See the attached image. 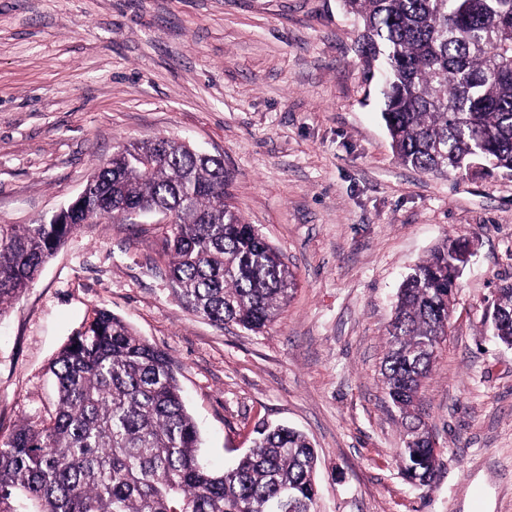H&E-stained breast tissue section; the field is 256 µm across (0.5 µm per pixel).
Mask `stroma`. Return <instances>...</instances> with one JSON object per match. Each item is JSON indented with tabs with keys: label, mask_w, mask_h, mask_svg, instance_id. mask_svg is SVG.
<instances>
[{
	"label": "stroma",
	"mask_w": 512,
	"mask_h": 512,
	"mask_svg": "<svg viewBox=\"0 0 512 512\" xmlns=\"http://www.w3.org/2000/svg\"><path fill=\"white\" fill-rule=\"evenodd\" d=\"M358 32L340 0H0V224L50 218L125 141L186 139L297 283L264 330L219 328L177 301L167 225H81L0 315V434L53 410L52 360L105 308L171 358L215 469L281 423L317 451V512H512V348L486 320L512 176L401 164ZM448 236L475 254L420 392L439 468L418 487L380 366L403 278Z\"/></svg>",
	"instance_id": "stroma-1"
}]
</instances>
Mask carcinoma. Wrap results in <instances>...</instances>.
I'll list each match as a JSON object with an SVG mask.
<instances>
[{"label":"carcinoma","mask_w":512,"mask_h":512,"mask_svg":"<svg viewBox=\"0 0 512 512\" xmlns=\"http://www.w3.org/2000/svg\"><path fill=\"white\" fill-rule=\"evenodd\" d=\"M362 24L359 51L384 58L381 117L397 159L423 173L477 162L512 174V0H341ZM96 165L62 224H0V313L82 224L172 215L168 272L181 305L222 328L274 322L296 278L230 202L220 158L184 141L128 142ZM461 237L442 240L403 280L382 376L406 425L401 459L420 484L436 475L417 394L448 336ZM493 335L512 346V284L498 290ZM55 410L0 436V512H316L317 454L287 425H264L221 472L200 437L170 357L100 309L52 361Z\"/></svg>","instance_id":"carcinoma-1"}]
</instances>
